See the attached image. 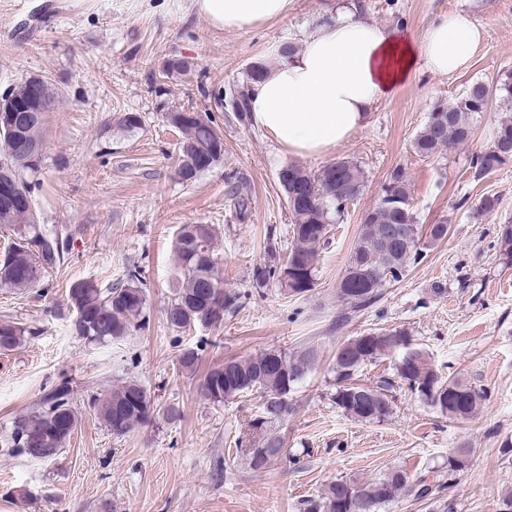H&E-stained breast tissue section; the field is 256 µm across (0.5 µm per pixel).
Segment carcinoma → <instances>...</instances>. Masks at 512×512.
Listing matches in <instances>:
<instances>
[{
  "mask_svg": "<svg viewBox=\"0 0 512 512\" xmlns=\"http://www.w3.org/2000/svg\"><path fill=\"white\" fill-rule=\"evenodd\" d=\"M191 64L171 58L159 72L167 77L186 73ZM267 66L255 61L249 65L246 80L224 90L237 119H248V97L252 84L260 82ZM37 102L16 137L0 131V185H7L19 204L0 201V226L9 230L18 242L0 255V288L24 290L39 281L47 269L57 265L67 251L68 239L59 232H49L39 224L34 196V177L43 166L44 124L47 113L60 103L57 86L36 79ZM512 107V83L490 85L471 83L456 101L438 104L429 112L426 123L414 138L415 152L434 157L450 145L468 142L473 135V120L485 112L492 96ZM166 121L179 132L175 177L188 185L224 160V148L212 147L223 138L214 115L190 109L169 112ZM512 159V118L501 119L494 128L490 143L472 158L474 176L481 177ZM292 216L291 243L287 257L276 246L266 252L263 262L253 269V286L265 287L275 281L284 294L301 297L313 290L321 244L327 239L330 225L343 214V201L356 198L363 187L364 172L350 160L339 159L312 173L289 164L278 173ZM413 231L411 241L384 254L381 238L391 229ZM448 225L434 224L423 234L410 203L408 181L404 173L393 170L379 192L376 205L365 214L363 227L347 265L336 283V299L341 307L359 312L374 306L391 281H401L411 265L419 262L431 242L443 240ZM216 229L212 224H184L176 234L174 250L178 260L177 284L165 309L169 329L182 332L195 325L219 326L224 313L237 307L240 294L224 288L218 270L215 249ZM499 253L504 264L512 265V224L503 225ZM392 279H387V275ZM67 300L75 311L73 330L91 342H105L126 336L144 325L146 294L137 270L128 271L126 281L109 288L92 282H74ZM29 330L21 324L0 321V352L19 348ZM408 336L404 329L370 330L340 343L336 348L332 372L336 391L332 400L354 422L374 423L387 419L393 412V382L381 380L374 386L357 381L360 369L380 358L402 350L405 355L415 349L416 362L407 367L403 357L396 365L400 384L412 394L436 407L451 420L471 419L485 400L484 392L458 377L443 378L435 369L430 355L419 346H398L394 337ZM202 359V349L187 347L178 355L181 370L195 374ZM319 355L312 347L286 351L270 349L247 359L226 358L207 371L197 383L199 397L220 404L252 391L262 393L259 415L249 422L248 437L239 440V452L255 470L265 469L283 459L300 463L286 448L275 424L297 413L299 404L292 397L295 386L317 365ZM98 419L113 435L124 436L151 422L157 411L145 389L135 381L112 386L90 400ZM78 425L77 408L72 401V387L62 382L55 386L28 411L14 417L11 432L0 446L32 459L41 448L62 449ZM469 451L461 446L448 456V475L465 469ZM417 490L416 496L434 495L432 486L421 476L413 477L394 470L363 483L340 479L329 483L317 500L304 503V512H376L379 505L394 500L406 488ZM358 492L361 507L354 508L347 499L349 490Z\"/></svg>",
  "mask_w": 512,
  "mask_h": 512,
  "instance_id": "cac0c4a2",
  "label": "carcinoma"
}]
</instances>
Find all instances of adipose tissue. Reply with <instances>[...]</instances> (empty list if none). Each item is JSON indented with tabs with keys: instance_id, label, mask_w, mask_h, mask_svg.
Returning a JSON list of instances; mask_svg holds the SVG:
<instances>
[{
	"instance_id": "obj_1",
	"label": "adipose tissue",
	"mask_w": 512,
	"mask_h": 512,
	"mask_svg": "<svg viewBox=\"0 0 512 512\" xmlns=\"http://www.w3.org/2000/svg\"><path fill=\"white\" fill-rule=\"evenodd\" d=\"M216 28L260 26L287 15L292 0H196ZM482 29L457 11L434 20L421 39L381 29L349 5L303 35L299 52L254 84V126L289 154L317 158L367 125L380 99L419 72L450 76L476 52Z\"/></svg>"
}]
</instances>
